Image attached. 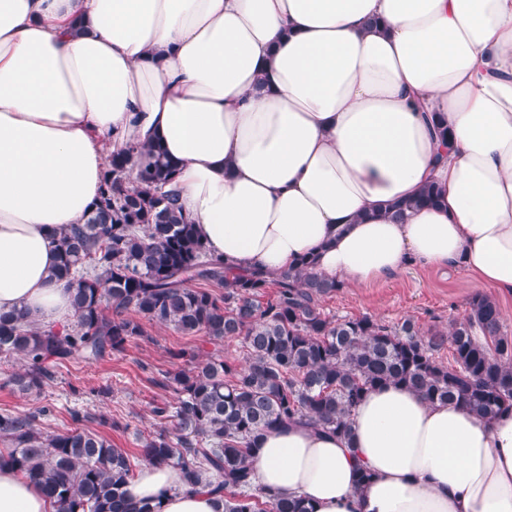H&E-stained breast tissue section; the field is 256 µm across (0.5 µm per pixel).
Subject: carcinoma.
Instances as JSON below:
<instances>
[{"mask_svg": "<svg viewBox=\"0 0 512 512\" xmlns=\"http://www.w3.org/2000/svg\"><path fill=\"white\" fill-rule=\"evenodd\" d=\"M133 158L135 180L128 182ZM107 166L84 223L59 233L54 275L70 289L75 321L43 330L22 314L0 313V354L25 361L8 379L14 389L37 393L57 365L124 351L130 339L147 335L146 321L203 336L216 350H168L190 366L155 381L176 402L153 405L158 425L141 441L140 458L212 487L224 496V512H307L301 501L256 486L249 465L256 442L294 422L346 438L358 404L377 388L403 385L430 403L458 402L485 419L512 412V336L493 296L474 293L462 318L427 339L410 318H335L320 301L340 285L316 272L310 257L275 276L229 277L183 213L172 188L177 164L160 146H134L109 156ZM437 198L426 185L393 203L392 214L402 218ZM228 339L240 340L244 361L219 354ZM49 414L47 406L0 412L7 446L0 462L40 487L55 512H156L132 503L130 457L87 427L94 414L71 411L74 427L62 434L40 428Z\"/></svg>", "mask_w": 512, "mask_h": 512, "instance_id": "1", "label": "carcinoma"}]
</instances>
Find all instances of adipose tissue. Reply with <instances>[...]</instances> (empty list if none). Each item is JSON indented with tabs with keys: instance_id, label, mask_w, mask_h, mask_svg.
<instances>
[{
	"instance_id": "obj_1",
	"label": "adipose tissue",
	"mask_w": 512,
	"mask_h": 512,
	"mask_svg": "<svg viewBox=\"0 0 512 512\" xmlns=\"http://www.w3.org/2000/svg\"><path fill=\"white\" fill-rule=\"evenodd\" d=\"M154 144L234 272L311 256L363 288L414 259L512 294V0H0V313L72 319L56 232L97 202L110 152ZM430 183L435 205L391 218ZM249 463L311 512H512V412L388 385L349 438L294 423ZM129 492L224 512L172 466ZM0 512L54 508L0 462Z\"/></svg>"
}]
</instances>
